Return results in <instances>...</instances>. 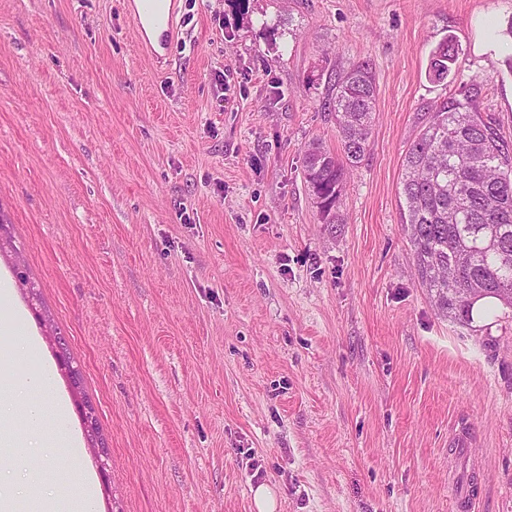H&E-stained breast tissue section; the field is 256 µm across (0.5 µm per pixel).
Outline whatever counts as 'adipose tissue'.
Listing matches in <instances>:
<instances>
[{"instance_id":"adipose-tissue-1","label":"adipose tissue","mask_w":512,"mask_h":512,"mask_svg":"<svg viewBox=\"0 0 512 512\" xmlns=\"http://www.w3.org/2000/svg\"><path fill=\"white\" fill-rule=\"evenodd\" d=\"M0 378L8 380L14 398L18 405L23 408L26 421L32 427H40L46 419H53L58 433L64 434L66 445L73 459H80L83 450L78 440L68 434L65 426L68 408L62 400L51 402L39 399L38 394L43 390L50 380L48 370L30 374L25 377L14 376L10 369L9 360H0Z\"/></svg>"}]
</instances>
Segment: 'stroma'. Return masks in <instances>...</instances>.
I'll return each mask as SVG.
<instances>
[{
    "instance_id": "1",
    "label": "stroma",
    "mask_w": 512,
    "mask_h": 512,
    "mask_svg": "<svg viewBox=\"0 0 512 512\" xmlns=\"http://www.w3.org/2000/svg\"><path fill=\"white\" fill-rule=\"evenodd\" d=\"M178 17L158 69L124 0H0V354L37 337L13 371L52 372L42 397L70 405L101 512H254L260 484L278 512H452L458 424L478 512H512V309L439 314L398 195L459 88L512 148V0H180ZM361 62L370 147L324 224L303 158L339 152L329 77ZM35 460L14 512L80 484L61 438L16 414L0 470ZM457 59L455 43L451 37H446L431 53L429 77L438 82L444 81L451 74Z\"/></svg>"
}]
</instances>
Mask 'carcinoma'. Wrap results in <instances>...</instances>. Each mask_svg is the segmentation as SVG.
<instances>
[{"label": "carcinoma", "instance_id": "cac0c4a2", "mask_svg": "<svg viewBox=\"0 0 512 512\" xmlns=\"http://www.w3.org/2000/svg\"><path fill=\"white\" fill-rule=\"evenodd\" d=\"M457 59L453 39H443L431 53L429 77L445 80ZM329 95L341 152L310 145L303 178L321 223L339 224L347 175L366 155L376 112L369 65L337 72ZM431 112L403 159V223L420 284L443 316L469 326L485 297L512 307V151L464 88Z\"/></svg>", "mask_w": 512, "mask_h": 512}]
</instances>
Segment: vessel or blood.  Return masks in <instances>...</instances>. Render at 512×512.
Wrapping results in <instances>:
<instances>
[{"instance_id":"1","label":"vessel or blood","mask_w":512,"mask_h":512,"mask_svg":"<svg viewBox=\"0 0 512 512\" xmlns=\"http://www.w3.org/2000/svg\"><path fill=\"white\" fill-rule=\"evenodd\" d=\"M178 0H129V16L141 52L154 64L166 60L178 35Z\"/></svg>"}]
</instances>
